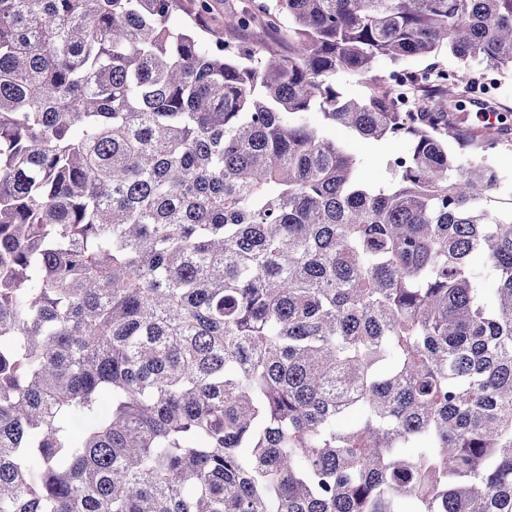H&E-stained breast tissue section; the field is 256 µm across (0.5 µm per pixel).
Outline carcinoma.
<instances>
[{"mask_svg": "<svg viewBox=\"0 0 512 512\" xmlns=\"http://www.w3.org/2000/svg\"><path fill=\"white\" fill-rule=\"evenodd\" d=\"M192 2L0 0V512H512V0ZM288 28L287 23L281 26L277 32L270 31L261 25H254L249 29L241 31L237 38L247 44H257L262 41H271L273 39H281L285 30ZM399 68L423 69V68H442L448 70H459V65L453 57L446 53L435 57L412 58L400 65ZM482 91L484 94L491 95L496 90V96L501 103L512 109V75H504L500 78L498 86V78L493 74H484L482 76ZM498 86V88H497ZM326 132L347 152L360 160L366 173L376 183H386L390 179L389 159L396 153L405 152L408 147L405 142L362 140L341 128L327 126ZM377 146L383 149L377 150ZM510 146H500L495 150H491L485 154L486 160L496 166L502 176L504 187L510 190L512 186V141Z\"/></svg>", "mask_w": 512, "mask_h": 512, "instance_id": "carcinoma-1", "label": "carcinoma"}]
</instances>
